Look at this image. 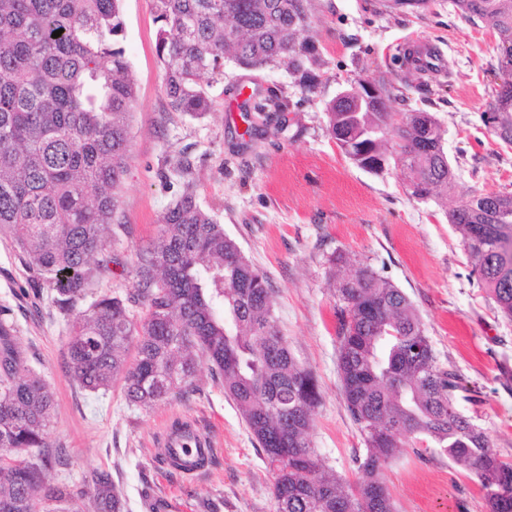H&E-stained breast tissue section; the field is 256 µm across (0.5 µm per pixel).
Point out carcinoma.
<instances>
[{"label":"carcinoma","instance_id":"cac0c4a2","mask_svg":"<svg viewBox=\"0 0 512 512\" xmlns=\"http://www.w3.org/2000/svg\"><path fill=\"white\" fill-rule=\"evenodd\" d=\"M161 22L156 50L170 108L201 119L211 100L201 84L224 60L244 70L283 64L311 91L320 55L308 41L312 0H152ZM427 0H381L388 12ZM498 36L500 64L512 67V0H452ZM62 30L59 37L53 32ZM121 0H0V233L10 236L73 320L67 369L90 392L118 378L126 399L147 408L194 383L205 361L236 404L273 471L277 512H395L388 463L403 453H437L473 474L489 512H512V462L458 409L456 375L442 366L407 295L366 263L333 274L339 301L338 366L348 412L363 437L344 484L312 448L320 394L282 336L274 291L224 225L196 202L191 183L137 256L134 293L87 308L93 268L112 263L105 232L126 171L136 86L120 47ZM359 100L328 105V132L358 168L378 157L406 173L411 194L448 193L455 174L444 131L430 112H393ZM269 89L252 110L282 112ZM499 140L512 139V99L496 92ZM473 274L512 321V198L474 195L449 213ZM146 310L139 325L128 303ZM8 309L0 307V512H124L112 475L87 488L54 483L49 429L54 392L25 363ZM138 337L128 363L132 337Z\"/></svg>","mask_w":512,"mask_h":512}]
</instances>
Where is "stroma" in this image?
Wrapping results in <instances>:
<instances>
[{
	"instance_id": "stroma-1",
	"label": "stroma",
	"mask_w": 512,
	"mask_h": 512,
	"mask_svg": "<svg viewBox=\"0 0 512 512\" xmlns=\"http://www.w3.org/2000/svg\"><path fill=\"white\" fill-rule=\"evenodd\" d=\"M121 8L122 47L138 97L119 208L106 234L112 264L93 275L88 300L132 292L139 251L192 185L198 204L269 277L278 326L297 362L318 381L312 446L338 476L353 480L352 458L364 444L337 367L328 263L335 253L371 264L406 293L440 363L461 379L466 397L459 410L511 461L512 323L477 283L448 220L472 195L512 192V145L483 122L500 80L493 30L463 18L451 0L394 13L380 10L379 0H314L309 37L322 77L313 91L299 88L284 66L245 71L228 61L223 74L204 78L212 108L193 119L168 104L152 0H122ZM415 42L442 54V72H427L402 54V46ZM361 78L392 89V111L438 119L455 173L447 196L417 199L400 165L371 173L336 147L327 105ZM238 85L282 92L284 125L241 112ZM184 158L192 163L188 176L178 166ZM53 298L1 235L0 307L11 311L28 367L55 393L49 442L61 462L53 482L87 485L95 472L108 471L127 512H275L273 474L262 450L207 366L198 370L197 390L147 409L128 405L118 382L105 392L83 390L66 367L70 317ZM176 418L206 422L217 439L213 462L193 477L163 462L157 446L163 426ZM387 477L397 512H488L476 478L446 457L402 455Z\"/></svg>"
}]
</instances>
